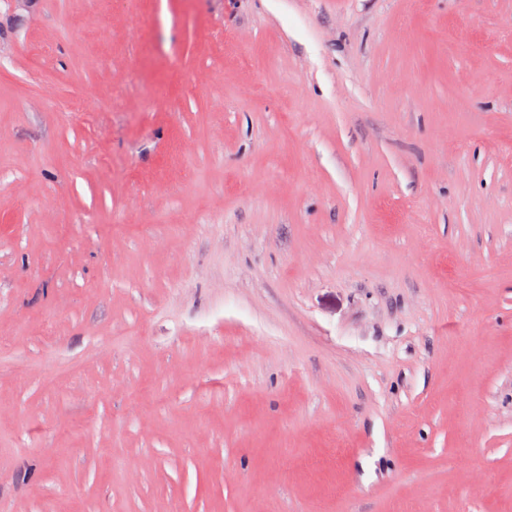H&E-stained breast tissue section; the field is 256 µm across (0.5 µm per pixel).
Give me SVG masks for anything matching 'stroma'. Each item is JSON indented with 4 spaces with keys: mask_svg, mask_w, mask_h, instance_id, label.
Segmentation results:
<instances>
[{
    "mask_svg": "<svg viewBox=\"0 0 512 512\" xmlns=\"http://www.w3.org/2000/svg\"><path fill=\"white\" fill-rule=\"evenodd\" d=\"M0 512H512V0H0Z\"/></svg>",
    "mask_w": 512,
    "mask_h": 512,
    "instance_id": "35a3bbf8",
    "label": "stroma"
}]
</instances>
